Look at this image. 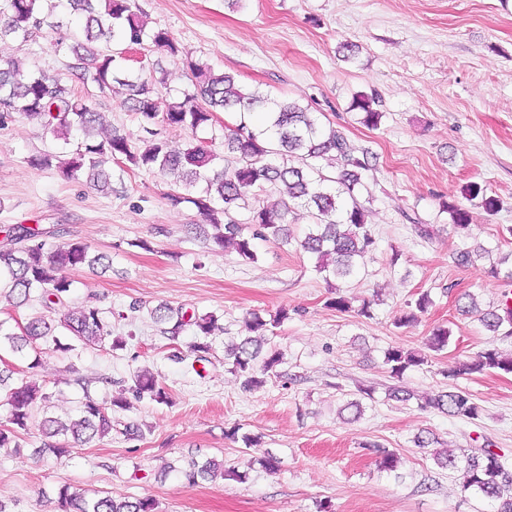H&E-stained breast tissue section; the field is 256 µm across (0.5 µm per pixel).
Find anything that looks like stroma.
<instances>
[{"instance_id":"1","label":"stroma","mask_w":512,"mask_h":512,"mask_svg":"<svg viewBox=\"0 0 512 512\" xmlns=\"http://www.w3.org/2000/svg\"><path fill=\"white\" fill-rule=\"evenodd\" d=\"M51 23L25 46L0 42V56L26 68L60 75L65 88L78 20L67 0H54ZM151 28L167 29L189 59L235 75L247 88L289 99L341 130L368 151L376 166L368 179L374 202L367 222L377 248L358 275L343 285L356 299L373 300L371 317L327 307L329 288L299 244L309 217L297 209L293 244L256 241V262L215 248L197 237L204 216L189 203L171 205V176L112 167V189L96 190L59 169L32 168L30 156L58 152L61 141L21 116L0 126V226L44 224L59 228V241L79 240L106 253L103 273L72 272L71 303L94 306L126 348L79 347L70 352L43 344L39 371L52 395V410L72 415L83 394L105 400L126 393L136 370L152 371L169 401L128 396L112 412L108 437L58 459L36 455L37 428L20 449L0 448V505L5 512H61L62 486L120 499L149 497L157 512H494L485 499L460 493L417 436L434 434L439 450L459 456L487 446L512 460V374L489 371L449 377L456 363L487 348L512 351V338L487 332L477 316L457 309L463 294L481 308L499 306L512 292V0H135ZM356 46L353 59L339 51ZM143 78L166 79L170 99L189 88L191 73L167 53L140 54ZM376 94L384 117L379 128L361 124L350 103L357 93ZM84 93L103 116L105 130L130 136L143 149L138 116L120 92ZM477 182L501 200L487 214L465 199ZM466 208L468 233L455 232L442 203ZM431 226V238L412 230V219ZM480 243L489 256L458 264L457 251ZM499 276H492L491 267ZM433 304L418 322L398 328L394 319L419 293ZM198 315L215 314L221 331L210 336L208 360L187 351L169 358V342L149 310L159 303ZM287 308L288 320L270 328L269 347L284 354L280 375L261 389L243 391L224 362V346L238 336L248 314L269 316ZM452 331L447 349H427L434 326ZM393 346L427 351L428 363L389 377L383 364ZM414 394L386 397L393 383ZM361 386L374 388L353 418L345 404ZM458 388L481 408L477 419L451 417L420 405ZM135 435L125 436L126 427ZM259 437L246 447L230 428ZM394 450L396 472L380 471L371 444ZM280 460L277 473L259 463ZM215 459L247 472L187 485L178 469ZM173 472H165L166 463Z\"/></svg>"}]
</instances>
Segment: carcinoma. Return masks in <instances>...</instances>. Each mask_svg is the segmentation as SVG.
I'll list each match as a JSON object with an SVG mask.
<instances>
[{"mask_svg": "<svg viewBox=\"0 0 512 512\" xmlns=\"http://www.w3.org/2000/svg\"><path fill=\"white\" fill-rule=\"evenodd\" d=\"M71 10L84 18L80 35L66 48L75 60L82 83H94L101 90H112L114 85L126 89L124 103L140 118V127L152 136L141 150L132 148L128 137L110 133L96 139L95 131L101 125V115L89 100L60 86L58 80L44 72L24 70L15 59L0 60V123L18 113L39 123L54 138L69 141L76 129L85 140L62 159L55 153L33 155L29 163L37 169H47L58 163L62 173L71 179L83 178L100 191L112 189L106 165L122 163L131 169L158 171L182 178L186 186L202 180L203 194L189 198L178 192L167 195L172 205L184 202L195 206L209 225H198L199 232L221 248L232 249L246 262L258 259L253 240H273L288 243V217L301 207L310 217L308 232L300 247L317 257V271L326 282L354 276L360 262L375 249V238L368 224L367 213L373 203L368 193L367 175L374 170L367 153L357 148L339 130L325 129L308 109L295 102H278L258 91H247L231 73H216L209 66L189 63L192 88L183 91L179 101H168L159 96L154 85L142 79L141 74L124 66L125 50H144L157 47L172 58L181 56V48L168 31L149 28L140 13L133 10L130 0H69ZM53 0H5L0 8V40L11 38L22 46L32 30L45 22V10H53ZM372 96L359 94L351 107L362 113V123L376 128L383 113L375 108ZM237 115L236 123L224 127V167L217 168V155L202 141L191 142L184 149H175L153 129L161 122L168 127L188 129L195 134L216 125L218 113ZM330 159L336 173L327 171L322 160ZM276 189L281 201L275 206L260 203V196ZM465 198L479 201L490 215L500 209V200L478 183L464 188ZM452 227L465 232L470 224L469 212L457 205L446 204ZM247 212V221L239 219ZM0 301L11 307H20L38 290L43 306L49 310L66 303L73 288L67 275L71 270L86 268L92 272L107 269L108 256L93 253L82 241H68L55 247L48 246L49 231L38 225H11L0 230ZM467 302L459 305L463 315H480L484 327L491 333L512 336V307L504 305L500 311L484 312L473 295H465ZM432 301L422 293L414 307L395 319L398 328L408 327L427 311ZM327 306L341 313L351 311L371 317L372 302L362 301L353 308L351 298L336 293ZM153 319L160 332L171 344L180 342L184 330L195 336L190 351L196 361L207 360L211 345L207 338L221 329L214 314L187 315L167 304L152 309ZM288 319V310H278L266 320L256 314L245 319L239 340L225 347L224 362L239 377L243 389L258 390L267 379L278 374L284 363V354L278 349L263 352L262 337L268 328ZM61 327L64 343L53 335L47 318L34 315L15 332L0 322V346L14 351L29 348L34 358L28 364L32 378L5 394L7 413L0 421V447H20L19 434L29 427L36 405H42L43 418L39 429L47 441L38 452H49L57 458L70 455L71 448L87 445L112 433V409L123 408L127 400L113 397L98 401L85 395L76 417L62 419L48 415L51 394L37 379L41 367L40 345L49 336L60 352L72 350V343L83 346L110 345L121 349L127 345L123 336L112 335V325L104 320L95 307L71 310L63 317ZM451 330L439 326L428 337L430 350L438 352L448 347ZM384 365L392 378L428 363L427 356L400 347H391L384 353ZM512 373V353L504 354L489 348L476 358L462 362L448 370V375L484 373L487 371ZM129 390L139 399L147 398L157 404L168 401L166 388L148 371H138ZM438 412L466 419H476L480 406L462 390L440 392L425 400ZM441 468L453 472L464 493L472 492L496 503L495 512H512V465L503 455L490 448H475L458 460L453 455L433 454ZM219 463L207 460L192 461L181 471L189 485L216 475ZM63 512H155L151 498L116 499L110 495L87 496L83 492L59 491Z\"/></svg>", "mask_w": 512, "mask_h": 512, "instance_id": "carcinoma-1", "label": "carcinoma"}]
</instances>
